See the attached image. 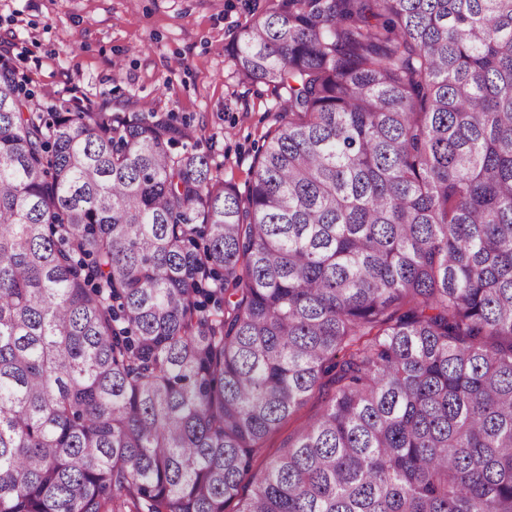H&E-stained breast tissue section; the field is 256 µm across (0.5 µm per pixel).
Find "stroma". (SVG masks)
Masks as SVG:
<instances>
[{
  "instance_id": "stroma-1",
  "label": "stroma",
  "mask_w": 512,
  "mask_h": 512,
  "mask_svg": "<svg viewBox=\"0 0 512 512\" xmlns=\"http://www.w3.org/2000/svg\"><path fill=\"white\" fill-rule=\"evenodd\" d=\"M267 0H0V53L34 102L78 98L116 113L147 106L195 128L225 181L244 188L279 99L239 82L227 48ZM313 395L254 460L265 467L320 411Z\"/></svg>"
}]
</instances>
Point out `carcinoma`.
I'll return each instance as SVG.
<instances>
[{
    "mask_svg": "<svg viewBox=\"0 0 512 512\" xmlns=\"http://www.w3.org/2000/svg\"><path fill=\"white\" fill-rule=\"evenodd\" d=\"M230 59L244 194L0 56V512H512V0H269ZM323 399L317 392L283 424L276 434L269 438L263 451L254 460V469H262L271 457L280 452L288 437L294 436L311 417L320 411Z\"/></svg>",
    "mask_w": 512,
    "mask_h": 512,
    "instance_id": "cac0c4a2",
    "label": "carcinoma"
}]
</instances>
